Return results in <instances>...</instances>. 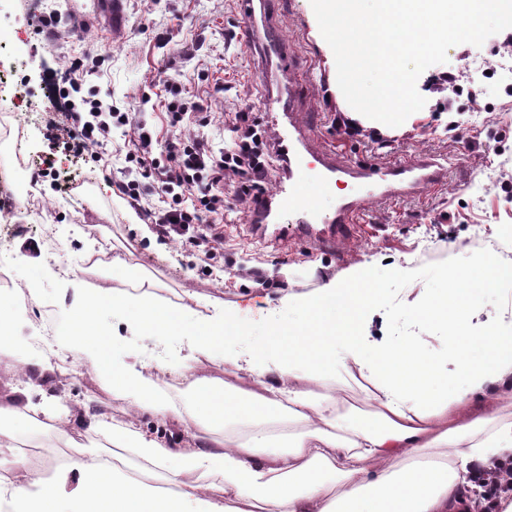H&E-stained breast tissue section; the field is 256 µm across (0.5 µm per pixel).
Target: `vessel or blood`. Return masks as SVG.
<instances>
[{"instance_id":"obj_1","label":"vessel or blood","mask_w":512,"mask_h":512,"mask_svg":"<svg viewBox=\"0 0 512 512\" xmlns=\"http://www.w3.org/2000/svg\"><path fill=\"white\" fill-rule=\"evenodd\" d=\"M284 117L287 126L279 134L278 147L288 158V170L274 194L253 212L251 222L257 232L267 233L273 224H288L298 236L329 247L354 230L373 205L416 196L425 188L443 184L447 178V161L428 152L399 163L351 167L345 162L342 149L314 148L309 137L311 127L303 113L291 110ZM315 169L329 183L341 178L357 182L358 192L342 198L335 209H322L316 198L305 191Z\"/></svg>"}]
</instances>
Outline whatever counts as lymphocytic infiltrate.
Wrapping results in <instances>:
<instances>
[{
  "label": "lymphocytic infiltrate",
  "instance_id": "obj_1",
  "mask_svg": "<svg viewBox=\"0 0 512 512\" xmlns=\"http://www.w3.org/2000/svg\"><path fill=\"white\" fill-rule=\"evenodd\" d=\"M95 58L94 48L85 47L70 60L58 87V98L66 108L61 118L69 122L70 137L79 152L103 144L114 127L129 121L127 113L103 110L97 100H72ZM226 126L233 135V147L223 149L204 138L178 136L168 142L162 160L154 155L150 132L141 131L125 154L126 163L135 168L138 177L120 185L121 191L138 203L160 195L162 207L145 208V216L154 221L158 233L179 236L208 260L213 259V244L220 238L208 218L225 210V183H232L238 203L251 207L261 202L272 173L283 165L279 154L271 151L269 132L255 113H233Z\"/></svg>",
  "mask_w": 512,
  "mask_h": 512
}]
</instances>
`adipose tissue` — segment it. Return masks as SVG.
I'll use <instances>...</instances> for the list:
<instances>
[{"label":"adipose tissue","mask_w":512,"mask_h":512,"mask_svg":"<svg viewBox=\"0 0 512 512\" xmlns=\"http://www.w3.org/2000/svg\"><path fill=\"white\" fill-rule=\"evenodd\" d=\"M470 260L476 275L449 295L419 288L409 266L393 269L408 285L400 305L416 322L467 334L443 359L415 336L401 349L370 336L381 291L370 287L365 265L325 279L313 294L288 296L287 306L302 311L301 324L274 323L250 350L228 352L225 337L243 330L235 311L197 293L160 301L139 287V264L113 258L115 278L75 289L67 342L114 397L140 413L196 438L241 418L247 430L185 452L136 425L113 428L82 407L63 416L46 410L42 416L53 426L84 421L132 449L139 474L80 453L45 478L16 463V434L0 427V506L9 512H484L485 502L466 491L470 471L512 461V420L496 416L499 401L512 395V260L480 254ZM496 291L501 307L483 316L485 295ZM105 309L127 314L138 335L187 337L181 365L187 396L159 391L164 366L150 372L114 358L95 324ZM203 358L223 359L241 386L193 376ZM450 359L464 387L436 386ZM340 376L365 383L371 421L340 413L339 394H319ZM276 415L300 422L302 431L271 432Z\"/></svg>","instance_id":"ef3b65f1"}]
</instances>
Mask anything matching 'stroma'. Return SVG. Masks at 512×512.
<instances>
[{
  "label": "stroma",
  "instance_id": "obj_1",
  "mask_svg": "<svg viewBox=\"0 0 512 512\" xmlns=\"http://www.w3.org/2000/svg\"><path fill=\"white\" fill-rule=\"evenodd\" d=\"M30 2L0 0V38L18 43L12 62L15 90L0 94V114L23 109L16 149L42 160L37 167H13L10 179L0 178V261L12 267L15 283L36 290L32 304L24 306L19 293L0 289L21 357L14 365L0 364V403L20 396L35 404L82 403L113 425L132 420L173 447H194L192 436L175 424L136 413L114 399L76 350L63 344L48 351L34 348L45 319L63 333L74 289L95 283L86 271L92 250L106 261L134 254L160 299L174 302L200 293L222 300L225 308H241L248 329L226 339L228 349L249 347L267 323L298 322L299 312L283 308L284 295L312 293L325 278L363 263L371 264L383 299L371 322L372 335L403 340L422 329L398 304L405 284L394 276L395 265L407 262L418 268L421 287L437 293L448 286L441 270L465 269L460 248L512 257V237L503 232L504 225L512 224V45L504 33L489 36L477 50L453 46L446 63L427 68L420 81L426 99L422 116L408 130L387 135L381 147L374 131L345 132L335 59L309 0H280L269 16V38L287 40L289 54L307 63L300 84L262 48L244 45L240 0H122L118 23L112 20L110 0H99L86 14L71 11L69 0H42L43 12L61 15L50 36L38 31ZM89 39L99 60L94 74L85 77L84 90L133 113L159 143L171 135L163 80L179 83L207 104L211 122L203 133L221 148L232 144L224 132L226 116L246 110L270 123L277 99L287 98L294 87L300 111L317 120L321 145H341L351 166L402 162L426 150L447 159L448 178L419 196L370 209L353 233L329 248L298 239L290 229L258 238L248 212L225 213L215 257L202 261L179 239L159 236L154 223L130 221L128 212L136 204L119 190L128 178L120 151L133 130H113L95 162L74 157L64 148V129L48 126L51 76L64 71ZM444 70L458 76L459 90L432 88L431 76ZM218 83L225 85L224 94H215ZM104 322L118 356L126 361L178 366L179 337L137 335L119 313L105 315ZM46 362L53 370L44 374L40 368ZM17 429L28 466L48 478L64 458L113 451L83 424L45 431L21 423Z\"/></svg>",
  "mask_w": 512,
  "mask_h": 512
}]
</instances>
